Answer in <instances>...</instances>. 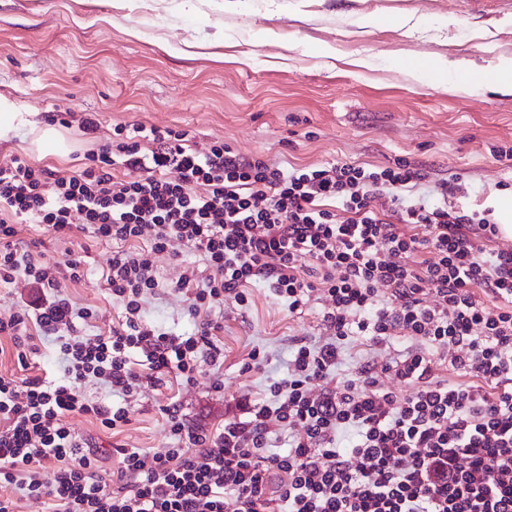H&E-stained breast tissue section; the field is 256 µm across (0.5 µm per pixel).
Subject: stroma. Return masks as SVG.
Returning a JSON list of instances; mask_svg holds the SVG:
<instances>
[{
  "instance_id": "obj_1",
  "label": "stroma",
  "mask_w": 512,
  "mask_h": 512,
  "mask_svg": "<svg viewBox=\"0 0 512 512\" xmlns=\"http://www.w3.org/2000/svg\"><path fill=\"white\" fill-rule=\"evenodd\" d=\"M368 15L379 24L365 25ZM402 17L416 28L400 26ZM504 59H512V0H0V95L45 118L66 109L100 122L93 135L63 129L68 155L38 157L33 135L22 131L0 144V158L77 168L115 126L171 127L201 153L223 141L294 167L384 168L404 159L422 169L425 186L454 181L455 203L480 212L512 196V160L495 155L512 148V92L493 90L483 77ZM416 64L435 69L434 80L414 79ZM23 238L54 260L84 255L83 277L67 288L95 310L79 335L117 322L122 309L103 278L111 244L83 230L59 240L43 226ZM154 267L160 286L146 300L147 320L191 334L186 298L172 286L208 275L204 256L184 247L156 254ZM322 308L313 299L289 315L254 284L248 308L228 299L215 311L224 324L216 339L221 388L206 363L195 384L146 383L126 404L91 381L87 397L126 405L129 425L115 434L81 414L65 424L92 440L104 472L118 469L119 445L152 459L177 445L163 406L178 403L187 420L209 429L223 425L242 395L283 373L292 345L322 336ZM254 346L271 363L243 371Z\"/></svg>"
}]
</instances>
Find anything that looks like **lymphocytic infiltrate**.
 Returning a JSON list of instances; mask_svg holds the SVG:
<instances>
[{
    "label": "lymphocytic infiltrate",
    "instance_id": "1",
    "mask_svg": "<svg viewBox=\"0 0 512 512\" xmlns=\"http://www.w3.org/2000/svg\"><path fill=\"white\" fill-rule=\"evenodd\" d=\"M422 180L403 160L287 169L221 142L201 154L183 131L140 125L115 128L75 170L1 162L0 284L22 278L41 294L0 320V356L29 370L40 342H55L66 379L0 375V512H18L21 496L62 512H512V248H493L500 231L487 215L451 203V181L436 197L406 199ZM28 224L60 238L81 225L115 243L105 279L122 306L117 325L76 336L94 311L63 283L80 280L84 261L20 251ZM181 245L210 270L175 285L195 322L189 336L143 316L159 286L154 254ZM256 282L292 315L325 299L324 336L298 344L282 377L241 400L243 419L206 430L165 406L179 447L149 467L139 450L120 449L107 483L64 419L88 415L117 431L129 412L81 385L95 378L131 398L146 381L192 384L199 362L221 367L214 312L228 299L247 306ZM396 336L414 343L324 388L347 340L380 348ZM275 428L291 436L287 453L272 450ZM349 432L355 442L340 447Z\"/></svg>",
    "mask_w": 512,
    "mask_h": 512
}]
</instances>
